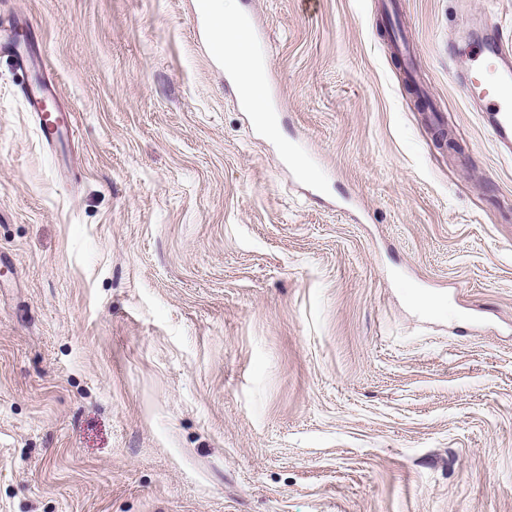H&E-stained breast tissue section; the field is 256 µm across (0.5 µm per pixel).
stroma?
Wrapping results in <instances>:
<instances>
[{"label":"stroma","instance_id":"35a3bbf8","mask_svg":"<svg viewBox=\"0 0 512 512\" xmlns=\"http://www.w3.org/2000/svg\"><path fill=\"white\" fill-rule=\"evenodd\" d=\"M227 2L280 136L195 0H0V512H512V155L462 83L512 0ZM54 91L48 89L47 93L40 98L35 99L32 106L40 110L41 132L47 143L54 144L64 134L74 135L75 126L70 113L51 112L46 114L43 111V105L47 101L54 99Z\"/></svg>","mask_w":512,"mask_h":512}]
</instances>
